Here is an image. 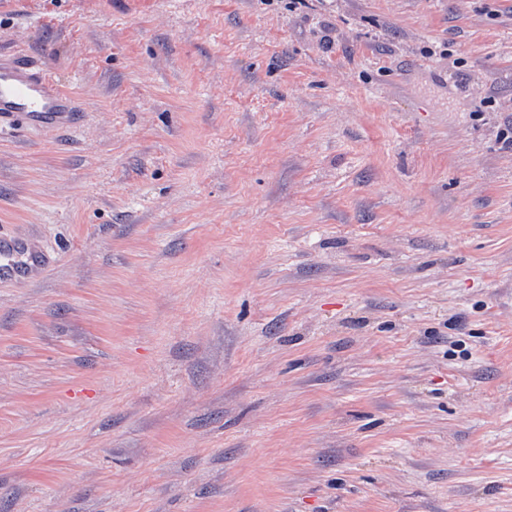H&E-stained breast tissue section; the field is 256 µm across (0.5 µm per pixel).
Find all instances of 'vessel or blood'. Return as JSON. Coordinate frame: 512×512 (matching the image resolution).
<instances>
[{
	"mask_svg": "<svg viewBox=\"0 0 512 512\" xmlns=\"http://www.w3.org/2000/svg\"><path fill=\"white\" fill-rule=\"evenodd\" d=\"M72 98L27 55L0 51V119L16 115L46 129L65 125L74 112ZM42 256L28 241L0 235V281L28 276Z\"/></svg>",
	"mask_w": 512,
	"mask_h": 512,
	"instance_id": "b4317fda",
	"label": "vessel or blood"
}]
</instances>
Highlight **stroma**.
Listing matches in <instances>:
<instances>
[{
    "label": "stroma",
    "instance_id": "1",
    "mask_svg": "<svg viewBox=\"0 0 512 512\" xmlns=\"http://www.w3.org/2000/svg\"><path fill=\"white\" fill-rule=\"evenodd\" d=\"M0 512H512V0H0ZM73 99L27 55L0 51V120L22 115L28 122L54 129L69 122ZM41 262L42 256L31 242L0 235V281L24 278Z\"/></svg>",
    "mask_w": 512,
    "mask_h": 512
}]
</instances>
